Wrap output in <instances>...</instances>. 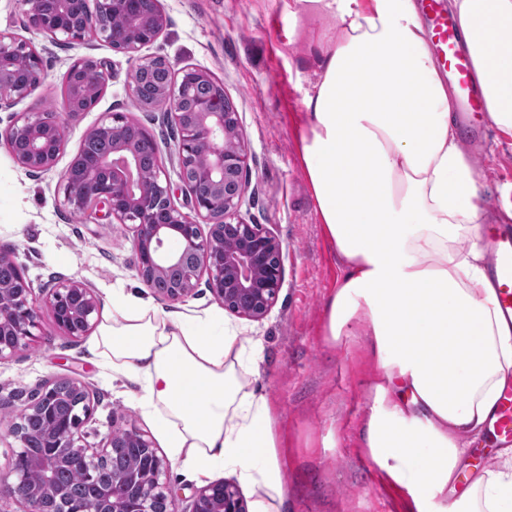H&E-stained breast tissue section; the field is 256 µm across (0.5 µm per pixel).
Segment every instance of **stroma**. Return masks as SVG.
Instances as JSON below:
<instances>
[{
    "instance_id": "1",
    "label": "stroma",
    "mask_w": 512,
    "mask_h": 512,
    "mask_svg": "<svg viewBox=\"0 0 512 512\" xmlns=\"http://www.w3.org/2000/svg\"><path fill=\"white\" fill-rule=\"evenodd\" d=\"M289 2L160 0L168 24L144 49L174 68L207 72L223 83L239 114L249 154L242 214L272 229L286 251L284 284L267 318L253 322L226 313L204 288L183 303L158 301L137 276L128 227L105 219L95 224L62 206L60 177L104 113H125L159 141L171 131L163 109L142 111L129 96L133 66L124 54L96 37L79 44L53 41L30 27L15 0H0V32L29 41L45 61L47 79L32 96L0 108V131L17 112L39 106L62 112V81L78 57L104 61L111 78L91 111L67 119L66 147L52 172L26 173L0 143V252L15 254L35 287L74 277L89 283L104 302L121 288L160 310L222 315L244 341L261 343L248 380L273 402L277 427L287 440L288 512H399L374 463L356 446L369 409L365 380L372 368L356 344L329 349L320 341L324 302L336 287L340 261L315 211L301 160L303 98L311 71L307 42L292 38ZM487 133L490 146L476 163L481 205L496 224L506 218L505 200H512V136L493 127ZM35 334L28 348L0 361V419L13 416L46 380L71 375L96 394L85 426L88 444L98 445L119 415L153 434L133 400L136 385L93 355L94 335L72 341L45 312Z\"/></svg>"
}]
</instances>
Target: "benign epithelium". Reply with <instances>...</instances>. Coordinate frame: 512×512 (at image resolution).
Masks as SVG:
<instances>
[{"instance_id": "7a95c632", "label": "benign epithelium", "mask_w": 512, "mask_h": 512, "mask_svg": "<svg viewBox=\"0 0 512 512\" xmlns=\"http://www.w3.org/2000/svg\"><path fill=\"white\" fill-rule=\"evenodd\" d=\"M36 30L67 43L99 36L112 49L134 63V70L166 69L172 79L156 93V105L170 113L177 129L168 146L170 161L177 165L182 188L192 212L175 204L173 183L163 161L145 186L139 173L136 142L154 136L127 118L111 112L92 128L85 141L112 142V151L87 164L78 152L60 178L63 204L85 216L107 218L132 230L137 254V275L161 300L183 302L194 295L201 279L224 310L252 321L264 320L276 306L284 283V248L277 235L263 224L248 222L241 214L248 168L246 146L231 149L243 140L239 113L226 98L201 97L197 85L211 80L195 67L174 70L162 56L142 50L156 41L167 25L160 0H17ZM115 13L125 24L115 30L107 20ZM28 54L30 77L17 79L13 68L20 53ZM47 73L40 53L25 39L0 32V105H12L30 97ZM109 80L104 63L91 57L74 60L66 73L68 94L65 112L75 117L91 111ZM14 161L29 172L54 169L66 142L62 116L34 108L17 112L0 131ZM204 154V164L197 161ZM176 239L180 246L169 248ZM0 265L14 269L8 283H0V361L13 357L33 341L38 310L45 306L53 324L77 341L98 322L101 301L86 281H51L35 289L12 254L0 253ZM164 279L168 287L158 288ZM93 391L73 377L43 383L27 403L7 421L18 444L9 473L0 474V498L21 506L19 512H178V493L163 480L166 464L152 440L134 423L112 421V431L95 447L84 442L83 427L92 414ZM54 420L55 428L41 435L45 454L27 453L26 421L33 416ZM115 448H139L143 465L134 470L102 473V487L84 501L65 495L54 479L62 466L85 469L101 466ZM38 469L45 479L40 487L29 484L26 470ZM189 512H246L238 489L227 482H210L190 495Z\"/></svg>"}]
</instances>
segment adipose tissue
Segmentation results:
<instances>
[{"instance_id": "1", "label": "adipose tissue", "mask_w": 512, "mask_h": 512, "mask_svg": "<svg viewBox=\"0 0 512 512\" xmlns=\"http://www.w3.org/2000/svg\"><path fill=\"white\" fill-rule=\"evenodd\" d=\"M488 122L512 135V0H451ZM315 38L302 161L343 272L322 340L360 337L378 375L357 445L399 512H512V448L457 498L471 443L512 385V325L501 316L481 226V174L467 160L448 85L414 0H293ZM136 379L138 405L195 479L223 471L251 512L286 499L269 399L243 376L260 356L213 315L184 320L112 292L92 348Z\"/></svg>"}]
</instances>
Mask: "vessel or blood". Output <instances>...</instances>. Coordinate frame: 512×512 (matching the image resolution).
Here are the masks:
<instances>
[{
	"label": "vessel or blood",
	"instance_id": "obj_1",
	"mask_svg": "<svg viewBox=\"0 0 512 512\" xmlns=\"http://www.w3.org/2000/svg\"><path fill=\"white\" fill-rule=\"evenodd\" d=\"M430 29V48L436 67L451 85L458 113L472 135H479L483 119V97L473 76L471 59L455 18L441 9L439 0H419ZM490 272L497 304L505 317H512V227L487 231ZM491 441L512 445V390L505 392L487 423Z\"/></svg>",
	"mask_w": 512,
	"mask_h": 512
}]
</instances>
